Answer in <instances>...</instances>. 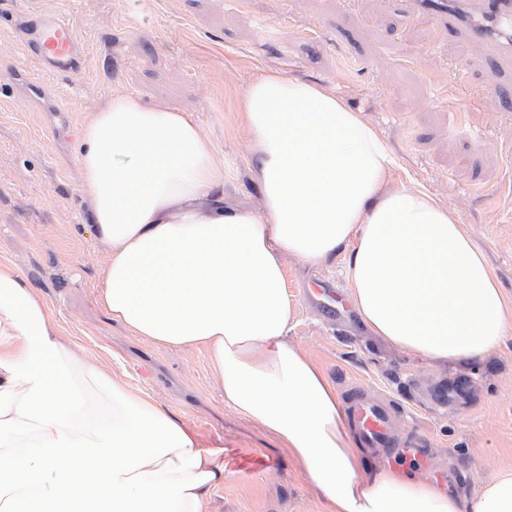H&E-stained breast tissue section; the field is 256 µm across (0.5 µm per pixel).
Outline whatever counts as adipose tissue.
I'll return each instance as SVG.
<instances>
[{"label": "adipose tissue", "mask_w": 512, "mask_h": 512, "mask_svg": "<svg viewBox=\"0 0 512 512\" xmlns=\"http://www.w3.org/2000/svg\"><path fill=\"white\" fill-rule=\"evenodd\" d=\"M242 120L264 201L224 204L212 141L184 113L114 98L78 164L109 254L98 300L133 335L200 346L226 407L295 460L323 512H512V469L470 496L354 448L336 388L288 341L284 263L348 254L349 297L375 336L430 364H475L512 334V296L459 217L422 188L386 186L394 160L340 99L255 80ZM214 450L120 375L86 368L39 293L0 262V512H209Z\"/></svg>", "instance_id": "1"}]
</instances>
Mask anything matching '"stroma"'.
Wrapping results in <instances>:
<instances>
[{
  "label": "stroma",
  "mask_w": 512,
  "mask_h": 512,
  "mask_svg": "<svg viewBox=\"0 0 512 512\" xmlns=\"http://www.w3.org/2000/svg\"><path fill=\"white\" fill-rule=\"evenodd\" d=\"M41 8L70 19L81 72L44 76L22 52L17 17ZM447 31L383 0H0V261L38 288L86 365L124 373L217 450L224 480L212 512H320L287 452L225 407L204 350L133 336L99 304L104 248L85 227L77 161L85 121L112 98L184 112L214 143L224 201L253 213L263 199L241 97L278 73L321 86L380 135L394 158L386 186L422 187L466 225L512 294V111L492 112L489 86L512 80L472 65L458 90L449 62L472 57ZM345 255L314 268L285 261L296 303L289 341L327 374L415 411L429 466L399 472L474 494L512 467V335L481 363L430 365L370 336L351 303Z\"/></svg>",
  "instance_id": "1"
}]
</instances>
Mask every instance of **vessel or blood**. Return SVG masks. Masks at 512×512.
I'll list each match as a JSON object with an SVG mask.
<instances>
[{"instance_id": "1", "label": "vessel or blood", "mask_w": 512, "mask_h": 512, "mask_svg": "<svg viewBox=\"0 0 512 512\" xmlns=\"http://www.w3.org/2000/svg\"><path fill=\"white\" fill-rule=\"evenodd\" d=\"M409 18L445 27L450 36L468 43L492 68L512 66V0H386ZM25 56L43 68L78 75L81 44L77 30L59 15H30L21 37ZM345 412L359 446L378 449L392 463L427 462L429 449L419 447L404 429L413 424L412 411L383 398L353 389L345 399Z\"/></svg>"}]
</instances>
